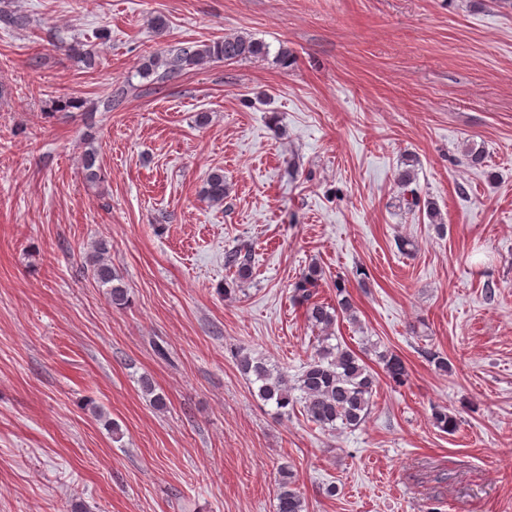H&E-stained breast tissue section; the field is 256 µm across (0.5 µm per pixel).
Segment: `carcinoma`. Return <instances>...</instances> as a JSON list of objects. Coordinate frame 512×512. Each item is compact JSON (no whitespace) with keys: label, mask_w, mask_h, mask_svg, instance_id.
Wrapping results in <instances>:
<instances>
[{"label":"carcinoma","mask_w":512,"mask_h":512,"mask_svg":"<svg viewBox=\"0 0 512 512\" xmlns=\"http://www.w3.org/2000/svg\"><path fill=\"white\" fill-rule=\"evenodd\" d=\"M28 21L15 10L11 0H0V29L15 30L26 27ZM67 55L83 62L86 66L95 65V57L83 48V44L61 43ZM268 54L267 45L252 37L238 33L224 35V39L198 47H181L175 52L161 55L153 53L140 68L144 77L163 69V75L174 77L189 69H201L214 62L234 63L248 58H260ZM463 157L468 167L482 169L485 156L474 146H467ZM82 170L85 181L94 185L101 179L100 168L96 166V150L90 146L82 153ZM417 180L415 169L405 167L397 173V185L402 190V200L411 211L421 206V197L412 184ZM229 193L224 181V172L211 171L203 187L204 197L213 204H221ZM107 245L99 242L88 255L92 276L108 286L112 306L123 308L128 303L127 289L116 283L118 276L112 271L108 259ZM224 265L234 270L235 280L244 282L253 276L252 245L242 243L224 253ZM322 279V271L314 266L302 272L294 283V301L304 307L307 321L322 335L316 337L317 345L311 359L299 376L288 379V374L263 359L249 353L238 355L237 364L245 375H252L258 382V396L276 405L284 415L288 408L302 405L307 420L322 429L355 428L371 413L372 397L377 377L355 349L340 343L331 345L330 330L340 318L356 321V311L345 285L336 283V305H330L317 298V289ZM385 375L395 384L407 381L408 369L405 361L387 350L378 353ZM434 423L444 432L456 430V418L442 408L434 409ZM298 478L288 465L279 468L277 479L276 512H307L305 498L296 487Z\"/></svg>","instance_id":"1"}]
</instances>
